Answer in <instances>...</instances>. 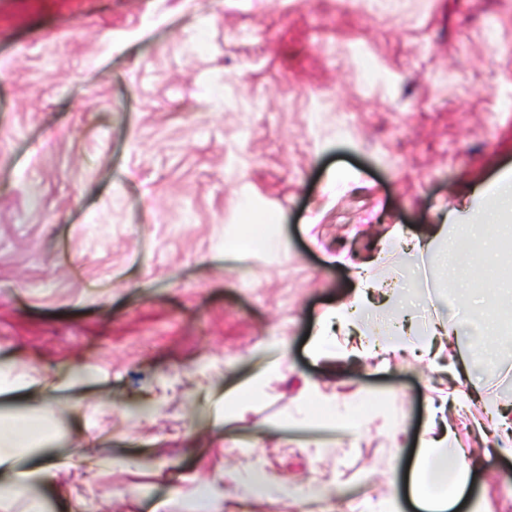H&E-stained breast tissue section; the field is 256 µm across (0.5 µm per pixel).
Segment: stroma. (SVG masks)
I'll use <instances>...</instances> for the list:
<instances>
[{"label":"stroma","instance_id":"stroma-1","mask_svg":"<svg viewBox=\"0 0 512 512\" xmlns=\"http://www.w3.org/2000/svg\"><path fill=\"white\" fill-rule=\"evenodd\" d=\"M512 172V0H0V414L52 404L54 512H420L407 477L440 362L311 353L363 269L418 327L485 295L512 328V237L455 288L409 267L427 233ZM280 245L257 242L255 228ZM344 254L345 263L333 257ZM445 417L482 457L457 512H512L477 374ZM261 472L283 489L250 484Z\"/></svg>","mask_w":512,"mask_h":512}]
</instances>
